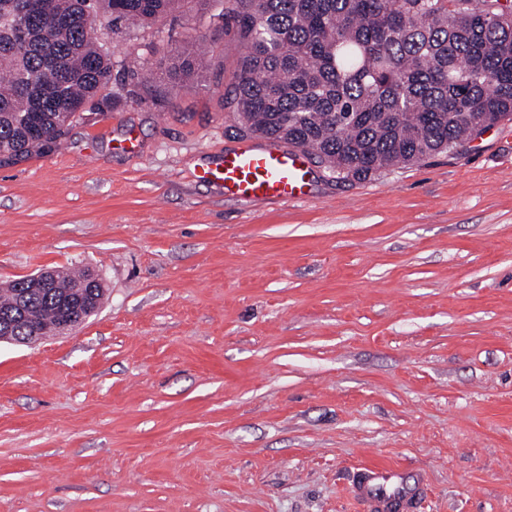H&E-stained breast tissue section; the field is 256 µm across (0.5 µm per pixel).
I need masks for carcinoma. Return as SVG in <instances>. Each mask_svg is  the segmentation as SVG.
Masks as SVG:
<instances>
[{
  "label": "carcinoma",
  "mask_w": 512,
  "mask_h": 512,
  "mask_svg": "<svg viewBox=\"0 0 512 512\" xmlns=\"http://www.w3.org/2000/svg\"><path fill=\"white\" fill-rule=\"evenodd\" d=\"M186 0H0V167L55 150L81 112L112 99V61L87 20L152 25ZM247 45L231 97L241 133L283 142L339 180H365L450 152L512 121L506 0H227L224 29ZM187 42L154 79L195 88ZM0 289V316L29 291L38 331L57 329L72 283Z\"/></svg>",
  "instance_id": "1"
}]
</instances>
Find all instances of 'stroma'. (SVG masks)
I'll list each match as a JSON object with an SVG mask.
<instances>
[{
    "instance_id": "stroma-1",
    "label": "stroma",
    "mask_w": 512,
    "mask_h": 512,
    "mask_svg": "<svg viewBox=\"0 0 512 512\" xmlns=\"http://www.w3.org/2000/svg\"><path fill=\"white\" fill-rule=\"evenodd\" d=\"M224 0L97 22L112 106L0 168V283L93 271L96 315L0 342V512H367L366 463L417 512H512V122L306 199L194 173L243 143ZM194 41L198 88L132 73ZM400 477L401 473L395 468L364 465L355 478V495L374 512L415 510L420 488H408L400 481Z\"/></svg>"
}]
</instances>
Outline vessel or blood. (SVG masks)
Returning a JSON list of instances; mask_svg holds the SVG:
<instances>
[{
	"label": "vessel or blood",
	"mask_w": 512,
	"mask_h": 512,
	"mask_svg": "<svg viewBox=\"0 0 512 512\" xmlns=\"http://www.w3.org/2000/svg\"><path fill=\"white\" fill-rule=\"evenodd\" d=\"M197 177L219 184L225 196L239 201L288 202L308 195L311 165L299 150L244 144L199 169ZM400 477L392 467L362 466L355 478V494L372 512H415L420 491L405 486Z\"/></svg>",
	"instance_id": "obj_1"
}]
</instances>
